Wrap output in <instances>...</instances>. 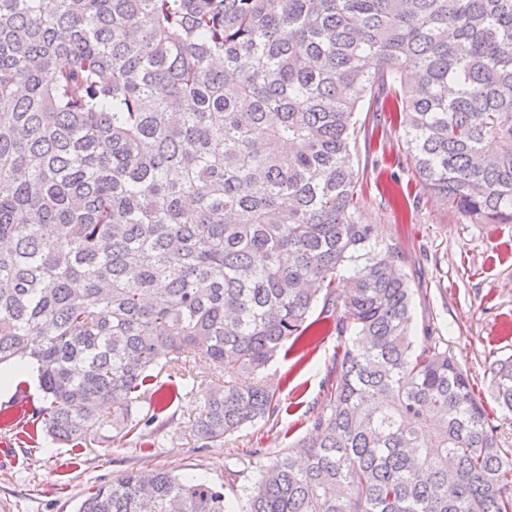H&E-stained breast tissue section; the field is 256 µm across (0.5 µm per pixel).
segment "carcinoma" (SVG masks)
<instances>
[{"mask_svg": "<svg viewBox=\"0 0 512 512\" xmlns=\"http://www.w3.org/2000/svg\"><path fill=\"white\" fill-rule=\"evenodd\" d=\"M364 110L462 218L512 224V0H0V365H38L35 429H137L165 356L209 365L222 442L279 413L265 370L320 302L351 343L244 512H512L508 449L362 220ZM491 375L512 412V356ZM77 512L234 510L137 470Z\"/></svg>", "mask_w": 512, "mask_h": 512, "instance_id": "obj_1", "label": "carcinoma"}]
</instances>
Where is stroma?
<instances>
[{
  "label": "stroma",
  "mask_w": 512,
  "mask_h": 512,
  "mask_svg": "<svg viewBox=\"0 0 512 512\" xmlns=\"http://www.w3.org/2000/svg\"><path fill=\"white\" fill-rule=\"evenodd\" d=\"M359 119L374 133L358 141L360 157L371 160L359 186L363 220L409 258L413 330L442 338L467 369L501 447L512 448V415L494 402L490 374L495 359L512 355V224L462 221L444 198L423 188L388 119L365 111ZM341 350L331 331L309 348L280 353L268 369L278 386V415L242 428L219 448L194 431L202 393L192 381L209 373L201 361L191 364L188 378L160 372L158 386L178 395L151 428H122L76 448L14 433V458L0 461V512H75L90 488L137 469L223 486L238 510L262 467L310 433Z\"/></svg>",
  "instance_id": "stroma-1"
}]
</instances>
